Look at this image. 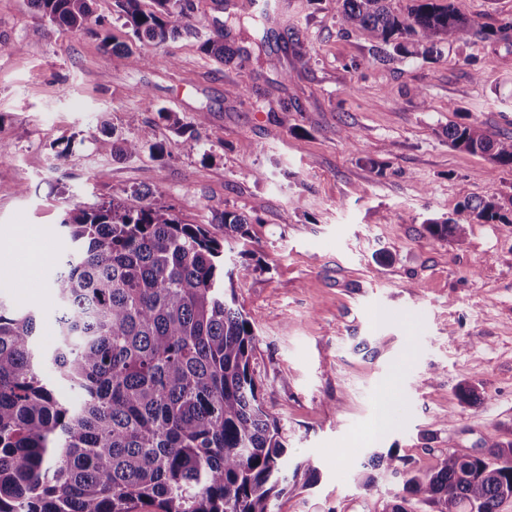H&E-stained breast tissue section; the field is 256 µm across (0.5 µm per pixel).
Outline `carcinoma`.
<instances>
[{
  "mask_svg": "<svg viewBox=\"0 0 512 512\" xmlns=\"http://www.w3.org/2000/svg\"><path fill=\"white\" fill-rule=\"evenodd\" d=\"M94 0H29L54 26L90 32L99 25ZM396 13L390 0H341L343 21L371 32L400 54L427 43L467 42L496 31L459 14L451 0H409ZM130 43L104 34V47L139 60L133 46H161L186 30L191 0H114ZM224 63L235 51L219 34L201 44ZM136 133L112 138V153L137 156L150 126L130 112ZM456 149L512 167V135L476 122L448 124ZM141 204L120 202L65 211L67 249L50 272L56 344L33 349L37 316L0 299V512H275L288 491L316 475L304 460L288 466L287 439L260 397L252 361L255 321L237 307L234 269L224 246L249 237L250 218L217 215L220 233L184 222L148 191ZM485 221L512 227L493 201L463 204ZM432 238L461 241L465 227L428 219ZM72 398L56 396L43 371ZM392 449L369 466L399 473ZM383 512H500L512 501V442L486 452H448L425 473L407 471Z\"/></svg>",
  "mask_w": 512,
  "mask_h": 512,
  "instance_id": "obj_1",
  "label": "carcinoma"
}]
</instances>
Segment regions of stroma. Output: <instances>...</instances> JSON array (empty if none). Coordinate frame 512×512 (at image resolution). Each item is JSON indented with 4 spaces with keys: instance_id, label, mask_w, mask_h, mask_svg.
I'll use <instances>...</instances> for the list:
<instances>
[{
    "instance_id": "stroma-1",
    "label": "stroma",
    "mask_w": 512,
    "mask_h": 512,
    "mask_svg": "<svg viewBox=\"0 0 512 512\" xmlns=\"http://www.w3.org/2000/svg\"><path fill=\"white\" fill-rule=\"evenodd\" d=\"M192 4L189 33L136 63L92 34L50 26L28 0H0V184L23 188L0 194V257L19 228L46 245L27 287L0 265V296L40 312L34 344L48 352V274L67 209L135 207L149 190L190 224L247 215L254 255L237 297L255 319V377L289 463L317 469L278 512H383L403 477L378 470L361 486L373 452L395 450L404 469L427 472L447 451L512 442V233L474 222L455 243L423 228L468 199L512 212V168L451 147L446 134L474 121L512 135V0H454L498 33L441 43L430 57L376 55L339 0H271L246 32L239 25L262 0ZM219 33L238 51L232 63L200 49ZM160 107L186 126L205 114L199 140L176 133ZM284 111L282 126L274 116ZM131 112L163 157L113 156V135L132 134ZM348 128L359 147L344 141ZM463 385L476 403L459 399ZM383 399L393 423L371 442Z\"/></svg>"
}]
</instances>
